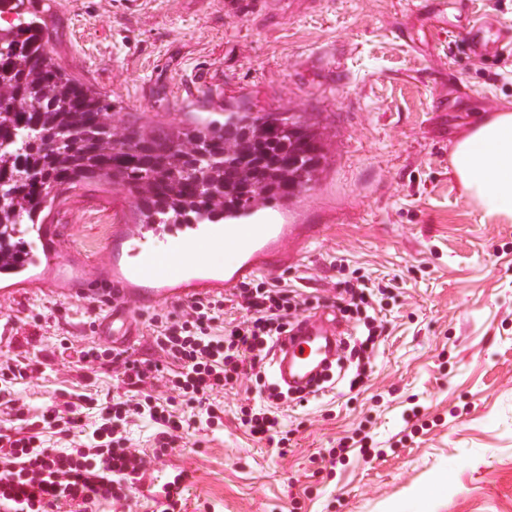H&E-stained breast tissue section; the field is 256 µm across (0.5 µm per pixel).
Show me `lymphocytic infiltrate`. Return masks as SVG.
<instances>
[{"label":"lymphocytic infiltrate","mask_w":512,"mask_h":512,"mask_svg":"<svg viewBox=\"0 0 512 512\" xmlns=\"http://www.w3.org/2000/svg\"><path fill=\"white\" fill-rule=\"evenodd\" d=\"M392 284L352 272L337 284L336 309L343 318L363 321L352 351L359 362L348 378L349 389L362 387L382 335L373 311ZM307 300L294 285L253 280L231 297H200L177 311L151 318L162 358H135L88 346L77 360L88 373L111 369L127 398L88 390L62 394L29 419V406L0 392V416L12 424L0 428V512H98L101 503L126 501L143 478L147 458L178 448L196 423L222 424L224 390L245 375L262 379L264 360L279 336L298 319ZM241 311L225 319L226 309ZM164 382L168 396L154 395ZM270 390L269 405L259 412L242 407L240 421L260 441L288 451V432ZM146 420L157 432L150 452L130 446L132 422Z\"/></svg>","instance_id":"1"}]
</instances>
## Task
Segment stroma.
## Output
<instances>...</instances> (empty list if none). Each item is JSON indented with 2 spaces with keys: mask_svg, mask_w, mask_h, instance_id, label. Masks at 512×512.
<instances>
[{
  "mask_svg": "<svg viewBox=\"0 0 512 512\" xmlns=\"http://www.w3.org/2000/svg\"><path fill=\"white\" fill-rule=\"evenodd\" d=\"M61 65L111 95L114 125L166 126L231 102L316 123L324 170L289 201L292 224H318L278 281L332 312L336 266L395 279L365 386L345 384L287 418V454L239 420L261 405L242 381L222 426L148 463L127 506L154 512L166 476L186 475L187 512H512V223L482 216L451 152L475 114L512 111V43L476 58L468 19L512 26V0H470L430 21L420 0H45ZM65 252L95 253L135 221L121 187L59 196L46 218ZM90 298L49 288L0 296V365L39 377L11 392L32 414L80 388L60 338L94 342ZM362 448L329 452L345 437Z\"/></svg>",
  "mask_w": 512,
  "mask_h": 512,
  "instance_id": "1",
  "label": "stroma"
}]
</instances>
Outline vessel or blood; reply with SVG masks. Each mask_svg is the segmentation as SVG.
Listing matches in <instances>:
<instances>
[{"label":"vessel or blood","instance_id":"b4317fda","mask_svg":"<svg viewBox=\"0 0 512 512\" xmlns=\"http://www.w3.org/2000/svg\"><path fill=\"white\" fill-rule=\"evenodd\" d=\"M320 231L316 224H284L273 214L255 210L225 224H116L97 264L87 258L62 261L59 231L53 224L25 228L31 248L9 279L22 288H85L111 293L112 307L97 324V334L129 346L138 325L133 310L159 300L186 302L215 293L231 294L259 274L286 269L287 243L303 246ZM231 247L232 263L201 260L203 250ZM336 328L331 321L302 318L276 343L271 360L274 378L283 386L304 389L336 357Z\"/></svg>","mask_w":512,"mask_h":512}]
</instances>
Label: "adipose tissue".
I'll list each match as a JSON object with an SVG mask.
<instances>
[{
  "label": "adipose tissue",
  "mask_w": 512,
  "mask_h": 512,
  "mask_svg": "<svg viewBox=\"0 0 512 512\" xmlns=\"http://www.w3.org/2000/svg\"><path fill=\"white\" fill-rule=\"evenodd\" d=\"M451 167L484 216L512 223V111L477 115L456 142Z\"/></svg>",
  "instance_id": "1"
}]
</instances>
